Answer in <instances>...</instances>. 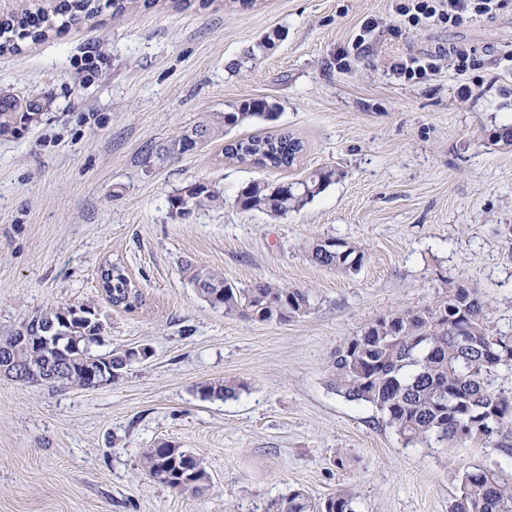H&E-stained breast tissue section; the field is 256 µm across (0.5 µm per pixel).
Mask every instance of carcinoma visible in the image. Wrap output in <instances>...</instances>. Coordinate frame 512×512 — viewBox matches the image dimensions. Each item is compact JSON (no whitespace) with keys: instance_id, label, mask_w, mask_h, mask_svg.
Wrapping results in <instances>:
<instances>
[{"instance_id":"carcinoma-1","label":"carcinoma","mask_w":512,"mask_h":512,"mask_svg":"<svg viewBox=\"0 0 512 512\" xmlns=\"http://www.w3.org/2000/svg\"><path fill=\"white\" fill-rule=\"evenodd\" d=\"M98 0H67L46 10L34 5L0 24V54L16 53L26 41L46 38L54 28H65L98 13ZM41 103L33 97L0 92V135L15 134L38 118ZM276 106L265 99H244L220 118L209 117L162 147L163 156L180 157L195 151L194 138L206 141L223 135L224 128L252 119H275ZM304 149L289 133L254 135L231 140L224 156L265 168H288ZM339 172L319 168L293 183L253 181L236 198L245 210L272 216L297 211L321 194ZM223 199L219 190L204 183L189 184L171 197L178 216ZM311 259L347 274L357 273L365 252L344 241L336 248L320 241ZM191 282L211 305L224 314L249 313L264 322L287 321L312 308L309 291L255 281L244 288L207 269H194ZM100 285L115 307L131 311L141 294L124 269L108 262L101 269ZM33 335L39 343L19 346L16 355L36 369L67 363L61 375L48 381L53 387L94 388L92 375H106L116 382L128 365L149 357L146 347L94 354L91 347L104 339L105 328L96 310L87 305L53 306L31 315ZM512 370V335L493 332L487 323L478 291L450 283L433 304L421 309L395 310L366 324L331 354L329 386L348 402L366 405L382 415L404 445L414 446L434 437L450 447L483 443L492 455L478 464L456 470V491L449 512H512V471L502 458L512 459V396L494 389L499 369ZM241 385L226 380L205 381L198 387L205 398L236 397ZM142 467L149 479L178 493L199 492L207 474L200 459L168 442L148 448ZM357 496L349 487L321 502L303 490L267 503L264 512H357Z\"/></svg>"}]
</instances>
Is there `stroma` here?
I'll return each instance as SVG.
<instances>
[{
	"label": "stroma",
	"mask_w": 512,
	"mask_h": 512,
	"mask_svg": "<svg viewBox=\"0 0 512 512\" xmlns=\"http://www.w3.org/2000/svg\"><path fill=\"white\" fill-rule=\"evenodd\" d=\"M391 0H157L50 32L0 54V89L41 99L40 119L0 137V335L34 312L88 304L106 329L97 353L148 347L111 385L82 390L0 374V512H262L299 488L321 501L354 486L358 512H448L457 462L479 446H404L375 409L329 386L331 353L375 317L428 305L448 282L478 289L492 330L512 332V6L468 26L379 39L348 69L334 57ZM272 36L273 46L256 53ZM475 47L481 67L394 76L402 55ZM471 93L459 98L458 88ZM247 98L275 120L228 130L165 163L157 145ZM287 131L305 145L269 171L226 158V141ZM337 177L304 208L274 218L236 197L256 180ZM190 182L223 203L179 217L169 196ZM361 247L347 275L314 263V242ZM121 263L141 305L112 306L99 285ZM244 286L308 290L288 321L225 315L185 262ZM207 379L237 398L205 399ZM168 441L209 479L182 495L151 482L147 448ZM241 387V384H236L233 381H205L200 383L198 391L204 398H217L225 400L236 397Z\"/></svg>",
	"instance_id": "stroma-1"
}]
</instances>
